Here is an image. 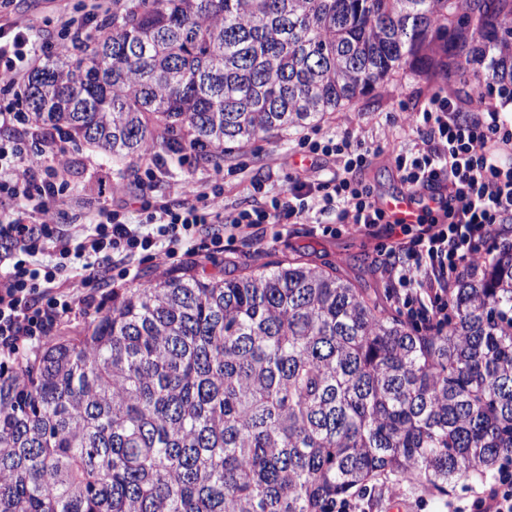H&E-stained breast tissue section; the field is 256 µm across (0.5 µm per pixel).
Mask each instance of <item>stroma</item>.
Returning <instances> with one entry per match:
<instances>
[{"label":"stroma","instance_id":"obj_1","mask_svg":"<svg viewBox=\"0 0 512 512\" xmlns=\"http://www.w3.org/2000/svg\"><path fill=\"white\" fill-rule=\"evenodd\" d=\"M91 8L89 0H10L13 17L25 20L33 29L44 57L54 56L58 45L68 52L84 51L89 36L96 31L95 22L86 18ZM69 12L74 20L70 30H61L57 18ZM473 77L448 79L442 72H423L413 67L373 92L360 98L342 111L318 121V128L337 133H352L366 143L380 146L382 152L373 163L358 172L357 177L371 187L376 198H384L402 189L400 175L395 167L393 152L407 141L402 128L403 107H417L435 86L446 87L461 111L474 112L479 104L470 94ZM299 131L288 130L275 136H261L233 150L224 160L223 204L231 211L252 205L246 187L251 179L265 181L270 193L287 189L295 175L299 157L296 143ZM56 152L63 154L69 167L63 178L66 182L65 224H91L105 200L104 193L126 179V174L112 165L111 156L88 149L65 139L56 140ZM130 168L137 176V194L150 200L181 201L184 187L210 189L214 167L195 161L193 155L155 161L151 156L134 159ZM276 226L267 224L257 241L225 243L223 251L207 249L204 241H197L194 255L178 254L173 258L146 257L131 266L134 285L156 281L175 269H188L203 277H226L236 267L250 262L260 251L274 250L282 254L304 252L311 265H342L347 276L365 283L378 296H385L388 288L383 269L369 270L367 262L384 258L385 253L377 238L351 229L323 233L318 224H292L285 237H277ZM481 479L472 473L460 478L447 492H439L421 485L396 484L394 476L381 475L368 486L369 496L363 502L364 512H451L454 505L467 500L473 487Z\"/></svg>","mask_w":512,"mask_h":512}]
</instances>
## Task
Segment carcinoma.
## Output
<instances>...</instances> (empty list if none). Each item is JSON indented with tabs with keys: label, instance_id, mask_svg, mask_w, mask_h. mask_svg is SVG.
<instances>
[{
	"label": "carcinoma",
	"instance_id": "1",
	"mask_svg": "<svg viewBox=\"0 0 512 512\" xmlns=\"http://www.w3.org/2000/svg\"><path fill=\"white\" fill-rule=\"evenodd\" d=\"M92 42L26 104L117 166L218 165L407 64L512 87V0H114ZM259 261L114 292L0 370V512H331L383 473L445 493L512 457L511 242L433 328L336 266Z\"/></svg>",
	"mask_w": 512,
	"mask_h": 512
}]
</instances>
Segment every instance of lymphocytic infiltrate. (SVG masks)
<instances>
[{
  "label": "lymphocytic infiltrate",
  "mask_w": 512,
  "mask_h": 512,
  "mask_svg": "<svg viewBox=\"0 0 512 512\" xmlns=\"http://www.w3.org/2000/svg\"><path fill=\"white\" fill-rule=\"evenodd\" d=\"M36 51L29 25L1 22L0 86H12ZM497 97L512 98V89L489 74L478 86L481 111L460 113L451 95L438 89L407 114L413 147L395 154V166L408 192H431L436 202L413 224L392 221L376 206L370 187L355 177L381 147L314 128L300 135L297 147L305 158L340 157L343 166L330 179L296 175L268 203L230 214L215 194L154 204L125 190L100 208L95 223L73 233L59 226L64 186L57 171L67 167L66 158L51 151L29 157L25 144L44 139L39 127L28 113L0 110V127L13 131L0 140V361L48 341L60 324L97 312L94 295L79 297L70 288L72 271L88 284L117 258L170 257L190 248L203 231L220 251L225 241L256 239L259 225L307 224L317 211L330 213L334 223L390 239L391 301L423 322L447 321L449 288L467 271L479 244L512 223V122L491 106ZM17 199L33 203V210L10 211ZM135 201L146 223L126 220L125 210ZM45 253L50 262H40ZM455 512H512V461H504Z\"/></svg>",
  "instance_id": "1"
}]
</instances>
